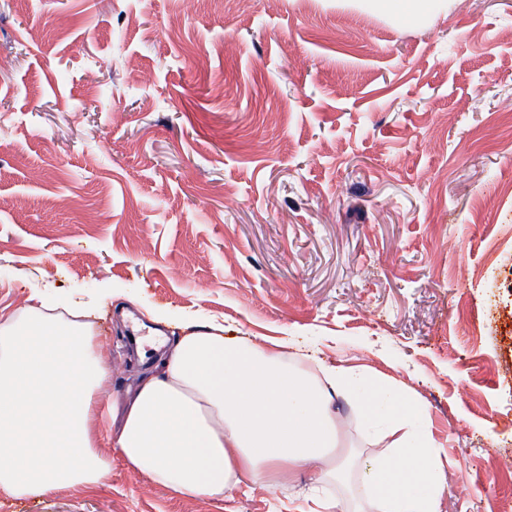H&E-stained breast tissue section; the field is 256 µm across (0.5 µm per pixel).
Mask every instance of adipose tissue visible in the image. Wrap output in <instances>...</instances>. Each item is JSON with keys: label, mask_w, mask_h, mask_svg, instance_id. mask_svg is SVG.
<instances>
[{"label": "adipose tissue", "mask_w": 512, "mask_h": 512, "mask_svg": "<svg viewBox=\"0 0 512 512\" xmlns=\"http://www.w3.org/2000/svg\"><path fill=\"white\" fill-rule=\"evenodd\" d=\"M361 8L423 24L447 0H360ZM33 304L0 322V492L38 498L60 488L103 483L112 460L97 448L98 392L108 368L87 317L92 302ZM286 339L224 334L215 321L183 324L126 398L113 434L121 457L178 496L250 494L278 474L318 466L307 512H346L366 500L374 512H439L444 444L425 411L394 381L362 366L319 364L317 376L292 366ZM356 404L368 429L393 438L382 459L363 465L348 500L331 482L337 395Z\"/></svg>", "instance_id": "adipose-tissue-1"}]
</instances>
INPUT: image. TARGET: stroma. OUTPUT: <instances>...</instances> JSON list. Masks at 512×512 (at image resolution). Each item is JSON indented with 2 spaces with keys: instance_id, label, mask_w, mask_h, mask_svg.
Segmentation results:
<instances>
[{
  "instance_id": "obj_1",
  "label": "stroma",
  "mask_w": 512,
  "mask_h": 512,
  "mask_svg": "<svg viewBox=\"0 0 512 512\" xmlns=\"http://www.w3.org/2000/svg\"><path fill=\"white\" fill-rule=\"evenodd\" d=\"M71 23L58 30L57 19ZM151 74L137 81L139 72ZM93 299L111 416L154 310L391 373L447 441L440 512L512 500V0H0V321ZM350 478L390 440L337 400ZM112 475L0 512H288ZM360 7L411 24H423L448 6L447 0H358Z\"/></svg>"
}]
</instances>
